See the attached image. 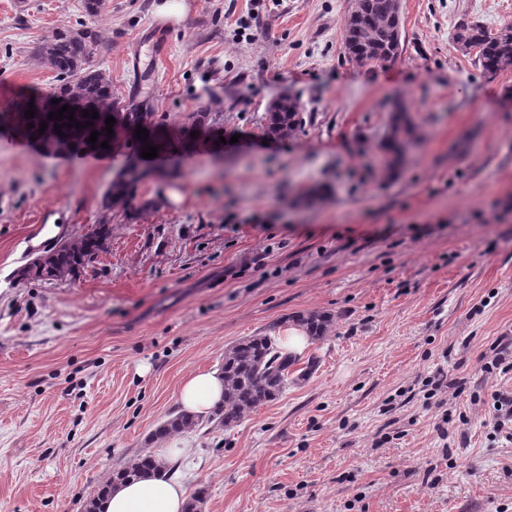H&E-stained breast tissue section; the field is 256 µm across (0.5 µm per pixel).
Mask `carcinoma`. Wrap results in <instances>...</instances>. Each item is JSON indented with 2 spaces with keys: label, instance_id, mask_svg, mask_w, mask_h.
I'll list each match as a JSON object with an SVG mask.
<instances>
[{
  "label": "carcinoma",
  "instance_id": "1",
  "mask_svg": "<svg viewBox=\"0 0 512 512\" xmlns=\"http://www.w3.org/2000/svg\"><path fill=\"white\" fill-rule=\"evenodd\" d=\"M345 58L358 65L385 66L397 60L403 51V26L399 0H351L342 21ZM100 35L88 28L58 31L35 46V56L57 73L58 84L46 101H34L35 115L25 116L28 103L14 112L13 121L29 137L48 143L72 139L80 145L94 131L100 132L96 147L103 141L130 142L133 153L124 166L115 173L107 186L101 206L107 213L121 211L134 215L146 210L152 201L138 199V187L161 175V171L142 164L143 147L155 145L165 151L169 143L158 136L157 122L152 112H118L112 98V80L92 64ZM452 42L455 48L474 58L475 65L489 77L512 70V23L493 29L474 20H463L454 28ZM75 109L74 122L81 128L67 127L69 119L48 118L49 113L62 106ZM98 113L93 125H86L82 113ZM113 117V135H107L106 118ZM46 123L44 132L40 124ZM34 124L28 128V124ZM304 123L300 103L286 97L272 102L266 109L264 132L276 139L297 135ZM61 130H56V126ZM148 130V139L135 136L136 127ZM420 138V126L415 123L408 108L397 104L392 109L378 148L384 158L383 171L389 178L400 174L410 143ZM112 225L107 221L93 224L85 233L67 238L30 260L17 272L21 280L51 281L75 277L94 262L108 246ZM307 336L320 340L331 330L332 320L327 315L312 313L298 319ZM296 364V357L280 346L272 336H251L224 349L221 369L224 373V399L207 419L185 413L162 422L151 433V440L162 441L176 433H189L204 424L229 428L274 401L288 387V376ZM147 452L133 461L112 469L110 477L101 485L97 498L88 502L85 512H97V500L108 495L112 484L124 481L143 471L163 470Z\"/></svg>",
  "mask_w": 512,
  "mask_h": 512
}]
</instances>
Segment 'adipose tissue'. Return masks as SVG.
Segmentation results:
<instances>
[{"label": "adipose tissue", "instance_id": "1", "mask_svg": "<svg viewBox=\"0 0 512 512\" xmlns=\"http://www.w3.org/2000/svg\"><path fill=\"white\" fill-rule=\"evenodd\" d=\"M224 395V376L211 370L189 374L178 394L181 412L204 416ZM186 490L176 481L150 472L116 484L100 505L101 512H183Z\"/></svg>", "mask_w": 512, "mask_h": 512}]
</instances>
